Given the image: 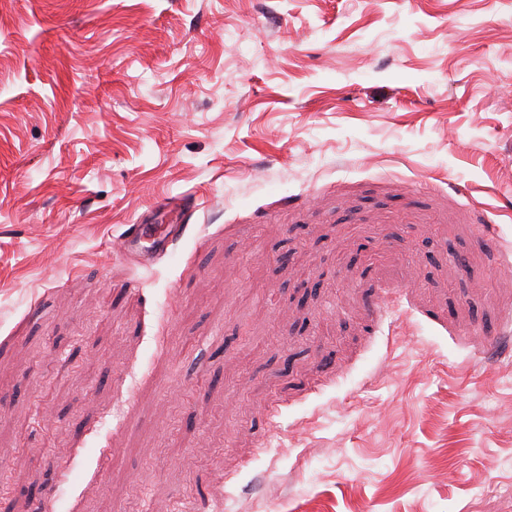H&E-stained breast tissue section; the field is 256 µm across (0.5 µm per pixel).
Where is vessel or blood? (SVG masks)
Returning a JSON list of instances; mask_svg holds the SVG:
<instances>
[{
  "instance_id": "vessel-or-blood-1",
  "label": "vessel or blood",
  "mask_w": 512,
  "mask_h": 512,
  "mask_svg": "<svg viewBox=\"0 0 512 512\" xmlns=\"http://www.w3.org/2000/svg\"><path fill=\"white\" fill-rule=\"evenodd\" d=\"M186 203L178 202L169 210L165 224H131L120 240L126 257L149 263L165 255L184 229Z\"/></svg>"
}]
</instances>
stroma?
<instances>
[{
  "label": "stroma",
  "mask_w": 512,
  "mask_h": 512,
  "mask_svg": "<svg viewBox=\"0 0 512 512\" xmlns=\"http://www.w3.org/2000/svg\"><path fill=\"white\" fill-rule=\"evenodd\" d=\"M510 258L512 0H0L11 512H512ZM187 202H177L169 210V224H129L120 240L124 255L141 263H150L165 255L183 232Z\"/></svg>",
  "instance_id": "obj_1"
}]
</instances>
